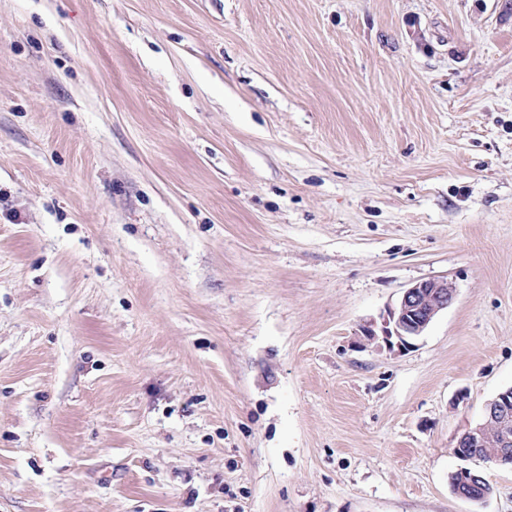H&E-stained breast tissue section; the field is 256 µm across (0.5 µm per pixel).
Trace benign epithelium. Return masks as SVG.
Returning a JSON list of instances; mask_svg holds the SVG:
<instances>
[{
    "label": "benign epithelium",
    "mask_w": 512,
    "mask_h": 512,
    "mask_svg": "<svg viewBox=\"0 0 512 512\" xmlns=\"http://www.w3.org/2000/svg\"><path fill=\"white\" fill-rule=\"evenodd\" d=\"M453 287L446 280H424L406 288L395 307L383 319L382 339L391 348L406 351L413 347V340L421 336L433 318L450 306L454 300ZM485 412L497 414L502 422L501 447L504 451L494 459L501 464L512 459V389L499 393L486 405Z\"/></svg>",
    "instance_id": "7a95c632"
}]
</instances>
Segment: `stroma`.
Instances as JSON below:
<instances>
[{"label": "stroma", "mask_w": 512, "mask_h": 512, "mask_svg": "<svg viewBox=\"0 0 512 512\" xmlns=\"http://www.w3.org/2000/svg\"><path fill=\"white\" fill-rule=\"evenodd\" d=\"M509 388L512 0H0V512H512ZM454 297V289L447 280L430 279L410 285L383 319V341L401 352L412 348V341L422 335L439 312L452 304ZM512 406V389L505 390L503 392H500L493 400H491L486 405L485 414L484 416L489 414H497L498 417L501 419L502 422V440H501V447L505 448L502 453L498 456L500 452V448H498L497 444V434H498V425L497 422L493 419L486 418L487 421V432L488 436L485 442L482 444V448H460L463 443L465 444H476L477 442V435H481V431L483 429V425L480 423L474 428L469 429L466 431L457 441V445L455 447V453L464 461L470 460L473 458H479L484 461H493L501 464L506 461L503 465L511 464L512 461L510 460L511 457V445H512V439L509 433V419L510 414L512 412L511 410ZM451 492L473 502L482 501L491 492L483 475L468 467H460L449 476Z\"/></svg>", "instance_id": "1"}]
</instances>
